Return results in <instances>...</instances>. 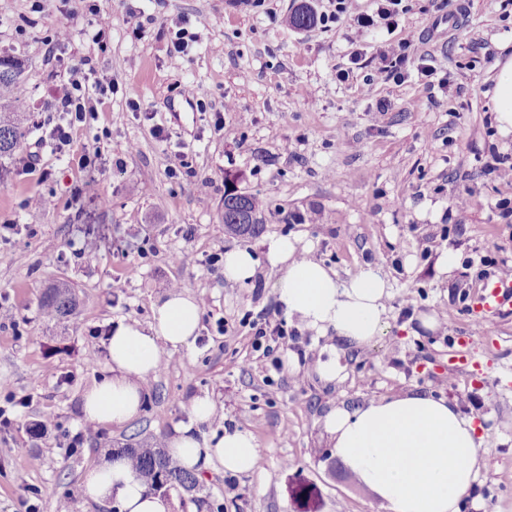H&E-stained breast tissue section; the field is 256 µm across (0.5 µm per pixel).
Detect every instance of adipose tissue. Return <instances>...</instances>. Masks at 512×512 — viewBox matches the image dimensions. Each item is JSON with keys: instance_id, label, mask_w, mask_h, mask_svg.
I'll list each match as a JSON object with an SVG mask.
<instances>
[{"instance_id": "1", "label": "adipose tissue", "mask_w": 512, "mask_h": 512, "mask_svg": "<svg viewBox=\"0 0 512 512\" xmlns=\"http://www.w3.org/2000/svg\"><path fill=\"white\" fill-rule=\"evenodd\" d=\"M298 244L295 238H274L266 252L269 264L282 272L277 294L288 316L316 335L332 332L357 346L370 344L386 325L387 281L368 266L341 282L333 270L299 255ZM200 317L198 301L176 293L154 306L149 327L135 321L114 326L107 340L110 373L84 392L85 420L120 425L136 417L143 385L158 371L163 347L193 344ZM325 427L336 456L393 512H461L478 478L483 442L472 418L445 398L402 393L352 412L335 409ZM169 450L185 467L215 461L238 473L252 470L258 458L254 436L239 428L202 442L192 425H185ZM83 492L98 503L116 502L121 512H171L169 501L149 492L121 459L88 471Z\"/></svg>"}]
</instances>
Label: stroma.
Returning a JSON list of instances; mask_svg holds the SVG:
<instances>
[{
    "label": "stroma",
    "instance_id": "obj_1",
    "mask_svg": "<svg viewBox=\"0 0 512 512\" xmlns=\"http://www.w3.org/2000/svg\"><path fill=\"white\" fill-rule=\"evenodd\" d=\"M110 24L106 48L79 37L66 59L47 52L66 10L82 0H16L0 25V55L24 67L19 111L28 142L44 132L41 105L72 65L92 57L118 87L75 141L79 151L103 146L94 173L102 195L79 194L86 175L75 161L41 150L35 169L8 160L0 180V406L14 400L0 427V512L36 505L53 512H112L83 494L86 469L126 439L169 440L193 424L194 398L207 396L215 415L194 424L198 438L225 429L252 432L258 459L247 473L201 465L196 494L169 491L173 512H391L389 505L333 455L324 426L333 409L354 410L401 392H426L474 418L485 448L480 475L461 512H512V307H503L473 337L471 308L480 281L497 263H512V184L489 174L494 154H512L492 96L499 65L512 58V0H450L455 25L441 24L431 0H403L393 28L358 26L376 0H354L353 17L298 30L294 0H100ZM141 10L153 22L134 36L125 18ZM220 26H211L213 17ZM193 34L187 54L170 55L169 32ZM428 39L425 63L447 87L428 88L411 73L401 83L377 79L379 54L409 34ZM350 72L348 81L337 78ZM197 88L194 102L169 101L179 84ZM236 108L228 112L225 102ZM223 116L229 137L213 132ZM162 127L156 137L154 127ZM193 176H174L181 165ZM270 202L260 233L240 237L222 222L224 175ZM53 196L56 206L34 204ZM469 201L465 215L454 203ZM95 225L96 235L85 232ZM277 236L313 242L312 259L348 280L376 266L392 288L389 326L368 347L310 336L283 371L253 352L249 323L278 311V269L265 262ZM96 249L94 258L83 253ZM246 247L261 260L241 284L224 279L219 257ZM460 253L445 272L444 250ZM203 298L191 348H164V364L142 393L138 415L101 425L77 454L68 445L82 430L81 396L108 372L107 339L117 321L148 325L152 306L171 283ZM65 283L80 305L67 320L46 321L45 288ZM479 369L451 362L459 337ZM344 351L342 380L316 372L330 345ZM54 373H47L46 364ZM44 434L34 429L44 420ZM314 490L310 503L294 494Z\"/></svg>",
    "mask_w": 512,
    "mask_h": 512
}]
</instances>
